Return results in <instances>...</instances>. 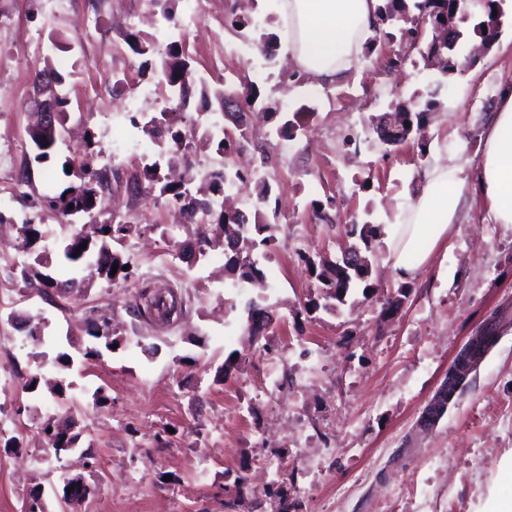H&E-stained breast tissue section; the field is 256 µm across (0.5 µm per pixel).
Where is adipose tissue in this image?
Instances as JSON below:
<instances>
[{
  "instance_id": "ef3b65f1",
  "label": "adipose tissue",
  "mask_w": 512,
  "mask_h": 512,
  "mask_svg": "<svg viewBox=\"0 0 512 512\" xmlns=\"http://www.w3.org/2000/svg\"><path fill=\"white\" fill-rule=\"evenodd\" d=\"M378 0H274L280 33L296 70L312 83H334L362 52ZM423 189L402 220L379 227L385 261L413 279L457 224L469 195L485 201L495 223L512 224V90L503 94L485 133L477 177L457 156L421 174Z\"/></svg>"
}]
</instances>
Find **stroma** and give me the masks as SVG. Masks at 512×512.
Returning <instances> with one entry per match:
<instances>
[{
	"label": "stroma",
	"instance_id": "35a3bbf8",
	"mask_svg": "<svg viewBox=\"0 0 512 512\" xmlns=\"http://www.w3.org/2000/svg\"><path fill=\"white\" fill-rule=\"evenodd\" d=\"M501 33L475 65L460 64L434 88L430 72L389 73L383 45L356 60L341 81L363 69L381 71L363 111L335 106L302 111L309 86L278 88L272 64L287 56L273 46V63L233 31L232 11L264 22L270 0H178L177 19L197 23L168 31L147 20L145 0H0V152L14 150L0 169V512H21L40 497L47 512H278L274 480L286 481L289 512H480L493 495L511 497L512 478V225L493 223L472 198L432 262L410 281L398 280L384 254L374 261L369 294L350 304L320 305L318 283L298 251L341 258L354 239L352 217L372 210L377 224L399 221L421 192L420 173L460 154L476 170L490 112L512 87V0H500ZM154 37L147 60L160 66L170 38L184 42L198 80L259 84L268 105L294 112L293 140L272 136L271 122L254 123L235 154L242 167L262 170L278 205L257 206L239 193L247 214L262 210L276 224L277 242L263 260L265 288H235L224 274V251L198 261L193 232L179 224L165 199L131 196L130 175L156 159L155 148L129 115L152 110L166 95L142 77L144 58L125 38ZM51 65L70 98L68 144L34 165L32 183H17L32 146L25 133L33 109L29 81ZM437 92L443 104L423 136L382 143L372 118L390 101L410 103ZM355 145L344 146L345 134ZM90 147L96 166L112 170L101 222L123 218L139 235L114 244L135 263L128 280L111 282L94 267L73 275L86 283L66 293L28 284L34 255L52 257L48 272L66 267L58 247L83 216L32 207L40 195L74 184L65 158ZM327 201L329 222L309 203ZM32 219L42 237L33 252L16 249L17 227ZM179 289L183 312L167 328L152 325L142 306L146 287ZM263 297L274 322L252 337L244 307ZM396 301L386 311L388 301ZM19 312L25 325L7 321ZM110 319L118 346L103 349L94 327ZM39 329L42 339L30 338ZM498 339L471 370L439 423L426 411L471 337ZM71 357L69 367L56 362ZM73 417L78 439L60 453L41 425ZM84 476L93 492L82 503L64 493V474Z\"/></svg>",
	"mask_w": 512,
	"mask_h": 512
}]
</instances>
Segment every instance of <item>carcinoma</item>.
Returning <instances> with one entry per match:
<instances>
[{
	"instance_id": "1",
	"label": "carcinoma",
	"mask_w": 512,
	"mask_h": 512,
	"mask_svg": "<svg viewBox=\"0 0 512 512\" xmlns=\"http://www.w3.org/2000/svg\"><path fill=\"white\" fill-rule=\"evenodd\" d=\"M433 0H424L419 5L420 13L411 15V10L406 8L405 0H382L378 7L379 25L371 28L370 35L364 42V58H370L377 50V45L387 41H399L406 45L410 37L419 33L420 28L431 31V40L439 41L440 46L428 48L423 56L427 65L438 70L441 74H448V26L446 18L432 12L429 6ZM152 13L159 16L166 23H176L175 5L176 0H146ZM482 12L486 19L479 21L473 27V33L483 36V31H488L498 25L501 14L494 13L493 8L499 7V0H484L480 3ZM270 27L261 28L253 24L249 17H240L231 14L229 25L237 30L253 29L257 37L252 39L258 48L266 52V58L272 59L268 53L271 43L279 39L278 33L271 27L273 21H268ZM126 44L131 51L137 55L144 56L153 50V41L143 37L138 32H131L126 37ZM46 74L53 79L54 84L44 86L37 81V75ZM65 79L62 74L45 66L34 70V78L31 85L34 95L42 94L53 98V104L57 106L60 117L68 114L70 99L64 92ZM193 72L183 51V43L176 39H170L166 45L165 56L162 59L159 71V83L168 87L171 95L177 97L178 106L171 107L163 104L154 112H137L130 116L132 126L140 130L151 139V142L159 148V160L145 167L143 176L132 178L133 191L131 195L139 196L143 191L158 192V196L167 199L171 205L181 207L190 217V223L197 226H204L210 223L211 218L218 217L225 234L224 241L235 243L236 250L230 252L224 262L225 274L231 277L238 284H250L255 286L265 280V275L260 267V259L267 256L268 251L275 245L276 237L273 233V225L265 221L261 214H254V221L243 224L234 223V216L221 209L215 212V207L222 206L220 198L224 192L229 190L242 191L252 190L258 203L264 204L269 201L272 187L269 181L260 176L258 171L226 168L225 171L203 175L193 171V166L188 164L183 172L179 173L173 169L176 158L204 151L210 146H216V151L230 156L242 148L241 142L247 139L249 133L248 115L245 112L238 113L236 134L230 136L225 130L215 132L209 131L205 140L194 142L186 137V134L179 127L181 117L180 109L185 107L186 97L190 86L193 84ZM226 89L215 88L210 90L206 87L201 90V98L205 106L214 109L219 113L224 109V98ZM441 103L434 98L426 100L423 107L418 110L407 111L403 104L394 106L391 113L394 121L409 123L410 126L421 127L426 124L428 115L438 110ZM266 114L275 122V134L280 138L291 139L296 130L295 120L288 114L277 111L274 107L266 108ZM35 120L29 123L28 136L31 143L36 147L37 153L33 160L41 162L50 158L54 151L55 138L53 133L41 125L38 113H33ZM168 159L170 175L160 174V160ZM112 171L107 167L96 168L91 160L86 159L79 165V173L76 177L79 183L64 189L55 196H44L38 200V204L49 207L64 216L84 214L89 219L88 229H80L71 234L63 246L64 259L75 264L85 258L92 257L99 274L108 281L116 279L126 280L133 274V270L124 269L129 264L123 256L112 251L109 241L120 242L121 240L137 233L139 227L128 221H111L110 224H101L97 217L103 209L104 193L110 188ZM210 179L209 189L213 198L206 202H200L192 194V184L196 178ZM21 247L28 249L40 238V231L33 222L26 219L22 222ZM349 235L357 236L364 245L359 248L353 244L346 251V254L339 260L331 258L328 252L311 255L307 252L298 253V257L308 268L314 269L321 288L322 297L329 301L333 300L340 305L346 304L351 290L363 286V291L372 288L369 283L372 272V261L374 257L376 242V226L369 221L362 223L353 221L350 225ZM87 242L89 246L81 249L79 245ZM118 266L116 273H111L113 266ZM26 278L44 277L52 287L59 286L71 290L83 287V283L74 277L62 282L48 275L31 269V272L24 273ZM43 431L47 432L50 447L59 452L71 447L77 440V436L71 434V424L53 425L46 423Z\"/></svg>"
}]
</instances>
